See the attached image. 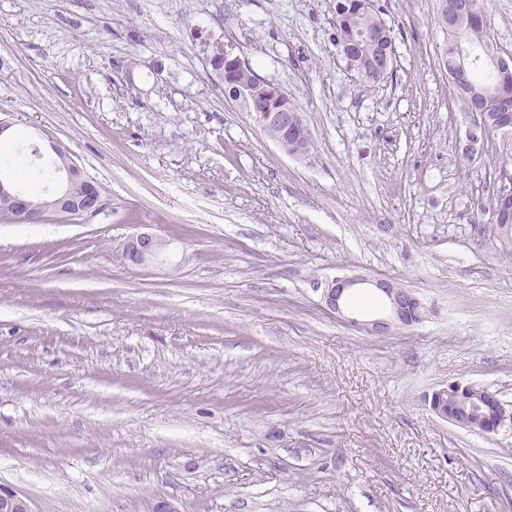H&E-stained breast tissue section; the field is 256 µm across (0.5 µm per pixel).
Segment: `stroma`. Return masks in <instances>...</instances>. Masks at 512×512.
Wrapping results in <instances>:
<instances>
[{"mask_svg":"<svg viewBox=\"0 0 512 512\" xmlns=\"http://www.w3.org/2000/svg\"><path fill=\"white\" fill-rule=\"evenodd\" d=\"M333 0H0V148L93 216L0 215V488L32 512H512V425L434 415L453 381L512 411V191L501 138L441 63V0H376L391 75L334 43ZM233 43L310 131L290 156L227 97ZM147 231L160 264L123 258ZM426 316L369 334L325 311L337 275ZM59 164L58 171L66 173V183L62 191L43 204L33 205L21 193L11 180L0 178V196H6L15 203L13 206L6 201H0V212L14 215L20 222H32L43 219L48 212H60L70 215L92 216L102 207L101 195L92 180L82 174L80 169L66 154L56 152ZM80 186L81 191L75 193L73 188ZM447 392L448 411L451 413L460 412L463 405L462 398L448 391V386L435 389L431 393L432 398L430 395H427V397H425V401L427 402V405L429 406L430 410L440 419L467 429H472V424L476 423L481 426V429H479V431L485 434H495L505 423V420L507 418V412L504 407V404L497 397V395L485 391L483 393V396L480 397L478 400V407L480 408L482 405L483 408H485L487 411L490 412L491 415L494 416H489L484 413L481 419L472 420L468 414L465 417L459 416L455 418L448 415V411L446 412L445 410L442 409L441 405L439 404V399L444 393Z\"/></svg>","mask_w":512,"mask_h":512,"instance_id":"35a3bbf8","label":"stroma"}]
</instances>
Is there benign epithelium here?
Returning a JSON list of instances; mask_svg holds the SVG:
<instances>
[{
	"label": "benign epithelium",
	"instance_id": "7a95c632",
	"mask_svg": "<svg viewBox=\"0 0 512 512\" xmlns=\"http://www.w3.org/2000/svg\"><path fill=\"white\" fill-rule=\"evenodd\" d=\"M394 59L395 47L390 43L373 65L377 72L383 74L393 69ZM211 64L222 79L228 98L244 107L246 111L258 114L268 137L285 152H290L291 145L288 139L299 128L301 119L288 94L278 85L256 74L252 75V80L261 87L260 91L255 92L241 82L239 74L246 71V65L235 54L231 45L225 47L224 51L215 53L211 57ZM468 66L469 54L461 47L455 66L451 70L453 84L458 85L466 79ZM57 156L58 170L66 173V183L59 194L43 204L30 203L12 181L0 178V196L13 200L15 218L19 221L41 220L49 212L92 216L101 209V195L94 182L84 176L67 155L59 152ZM165 246L166 242L156 235L140 232L128 242L124 258L135 265L147 266L155 262ZM360 285H369L382 296L386 304L384 315L368 320L347 316L348 299ZM321 299L325 310L370 334L386 333L394 325H412L411 312L420 305V300L412 291L399 288L388 279H369L356 275H338L325 281ZM446 392L448 388L441 387L434 390L432 396L425 397L430 410L440 419L467 429L476 423L481 426L480 432L485 434L498 432L505 423L507 412L497 395L487 391L483 393L478 405L485 408L487 413L482 415V418L473 420L468 415L452 417L442 409L439 399ZM0 512H32V509L25 497L0 490Z\"/></svg>",
	"mask_w": 512,
	"mask_h": 512
}]
</instances>
